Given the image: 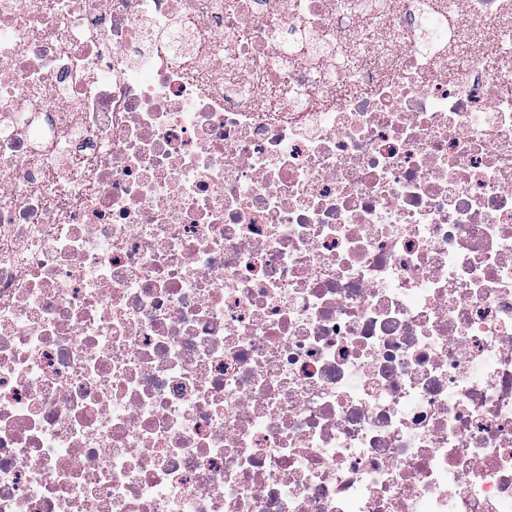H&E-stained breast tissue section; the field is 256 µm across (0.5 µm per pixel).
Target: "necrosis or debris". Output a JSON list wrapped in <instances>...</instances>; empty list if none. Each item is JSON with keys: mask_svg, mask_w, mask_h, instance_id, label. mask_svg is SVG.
I'll return each mask as SVG.
<instances>
[{"mask_svg": "<svg viewBox=\"0 0 512 512\" xmlns=\"http://www.w3.org/2000/svg\"><path fill=\"white\" fill-rule=\"evenodd\" d=\"M512 0H0V512H512Z\"/></svg>", "mask_w": 512, "mask_h": 512, "instance_id": "4bbe7bcc", "label": "necrosis or debris"}]
</instances>
